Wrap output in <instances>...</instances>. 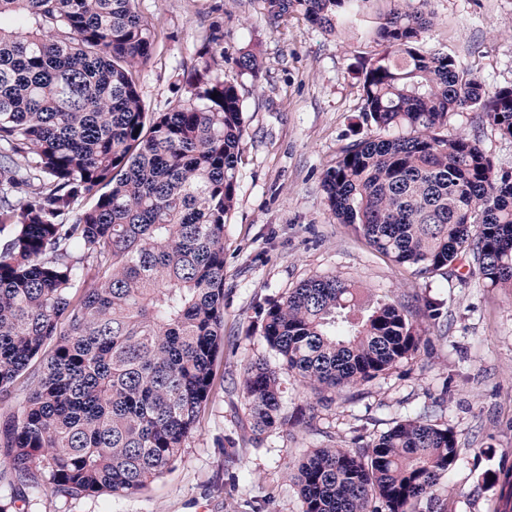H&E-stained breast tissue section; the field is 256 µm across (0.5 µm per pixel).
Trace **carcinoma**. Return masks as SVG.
I'll list each match as a JSON object with an SVG mask.
<instances>
[{"instance_id": "obj_1", "label": "carcinoma", "mask_w": 512, "mask_h": 512, "mask_svg": "<svg viewBox=\"0 0 512 512\" xmlns=\"http://www.w3.org/2000/svg\"><path fill=\"white\" fill-rule=\"evenodd\" d=\"M136 0H0V464L61 496L130 497L197 433L224 353V224L238 204L246 127L218 73L221 20L175 76L172 105L148 112L139 73L154 34ZM334 32L368 0H263ZM368 30L359 73L369 134L336 155L330 211L394 264L429 275L471 257L469 275L512 288V172L450 114L483 112L512 138V86L493 91L427 45L428 0H390ZM240 74L263 69L248 52ZM397 129L398 135L390 134ZM438 306L386 302L315 275L264 309L258 357L239 382L253 439L311 424L288 412V377L350 392L421 352ZM428 410L364 448H312L290 468L302 512H420L458 461ZM492 480L512 512V469Z\"/></svg>"}]
</instances>
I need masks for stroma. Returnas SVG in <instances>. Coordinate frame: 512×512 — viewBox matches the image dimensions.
<instances>
[{"label": "stroma", "mask_w": 512, "mask_h": 512, "mask_svg": "<svg viewBox=\"0 0 512 512\" xmlns=\"http://www.w3.org/2000/svg\"><path fill=\"white\" fill-rule=\"evenodd\" d=\"M137 7L155 34L153 61L140 76L150 111H167L172 77L192 66L217 7L223 76L243 99L238 205L224 226L216 393L174 468L142 494L72 499L46 491L25 512H254L259 505L300 512L287 469L308 449L365 446L425 408L458 438L459 460L438 490L447 512H496L499 488L490 476L512 468V290L484 287L463 263L426 276L394 265L352 225L336 223L322 190L337 153L364 133L358 65L372 50L365 32L387 0H371L360 25L331 34L297 15L269 27L263 0H137ZM430 8L432 44L451 50L487 89L512 85V0H431ZM247 49L263 58L255 80L234 64ZM448 131L476 139L495 170L512 171V139L482 113L451 114ZM314 275L339 276L395 303L435 299L439 318L421 325L430 344L360 392L317 407L312 424L242 444L238 478L229 480L217 441L235 436L245 417L238 382L246 362L269 353L262 310Z\"/></svg>", "instance_id": "1"}]
</instances>
